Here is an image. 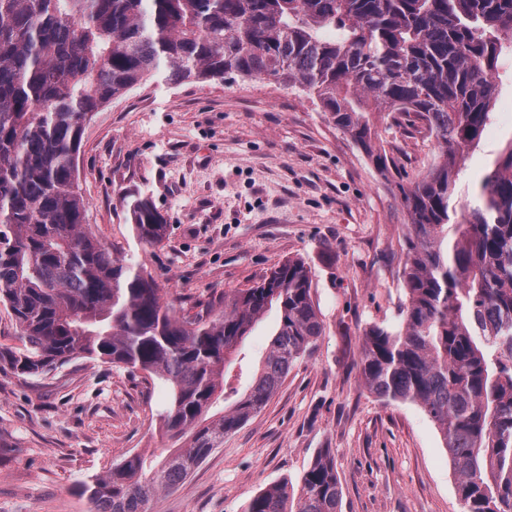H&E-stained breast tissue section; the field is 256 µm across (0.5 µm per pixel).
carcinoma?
I'll return each instance as SVG.
<instances>
[{
  "instance_id": "cac0c4a2",
  "label": "carcinoma",
  "mask_w": 512,
  "mask_h": 512,
  "mask_svg": "<svg viewBox=\"0 0 512 512\" xmlns=\"http://www.w3.org/2000/svg\"><path fill=\"white\" fill-rule=\"evenodd\" d=\"M511 51L512 0H0V302L22 344L0 346V368L38 376L80 355L156 374L169 389L165 434L183 441L157 467L134 454L83 485L92 512H147L266 405L324 331L301 258L224 294L220 315L176 316L152 279L86 230L83 122L160 72L298 86L383 174L370 113L412 114L428 129L439 160L400 187L402 326L366 331L363 384L435 422L465 512H512V145L482 177V203L451 205ZM131 218L141 243L165 237L150 202L135 201ZM274 307L279 326L249 392L209 419L236 392L228 364ZM340 500L323 448L297 492L274 483L243 512H338Z\"/></svg>"
}]
</instances>
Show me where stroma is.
<instances>
[{
  "mask_svg": "<svg viewBox=\"0 0 512 512\" xmlns=\"http://www.w3.org/2000/svg\"><path fill=\"white\" fill-rule=\"evenodd\" d=\"M490 123L459 173L457 200L512 145V56L498 69ZM390 160L381 174L349 133L300 89L270 79L172 83L157 75L92 114L79 185L85 222L112 252L153 277L175 312L259 283L281 263L310 268L324 323L276 394L148 512H242L282 479L298 483L331 449L340 512H463L448 451L431 419L362 383L361 343L402 323L407 216L400 185L440 150L407 116L372 117ZM164 216L148 247L129 217L134 198ZM153 375L77 356L34 378L0 371V512H90L81 491L126 456L176 448Z\"/></svg>",
  "mask_w": 512,
  "mask_h": 512,
  "instance_id": "stroma-1",
  "label": "stroma"
}]
</instances>
